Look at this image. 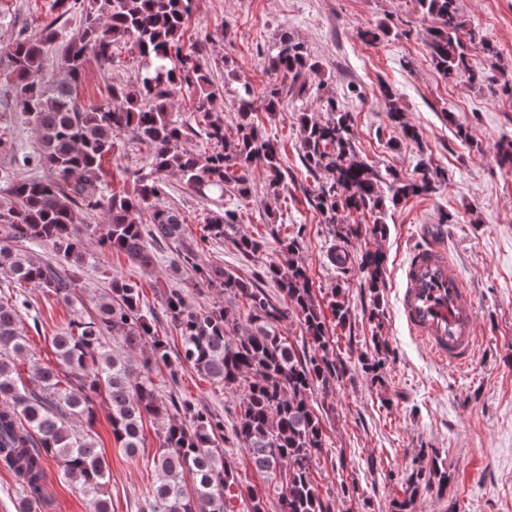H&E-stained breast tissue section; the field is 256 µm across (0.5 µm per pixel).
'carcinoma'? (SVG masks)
Here are the masks:
<instances>
[{"mask_svg":"<svg viewBox=\"0 0 512 512\" xmlns=\"http://www.w3.org/2000/svg\"><path fill=\"white\" fill-rule=\"evenodd\" d=\"M459 0H418L435 26L428 30L431 61L446 79L466 75L472 82L484 75L469 64L468 51L481 45L493 60L497 46L467 28ZM192 0H87L78 2L82 30L61 44L64 76L43 73L45 46L57 41L55 23L41 37H17L0 49L6 76L15 89L16 105L28 115L40 139V151L21 157L23 166L47 170L42 177L20 178L12 168L0 169V274L15 288L31 286L68 305L78 299V276L88 255L86 237L94 227L83 214L102 209L107 215L101 244L143 267L153 264L149 245H174V263L197 284L215 290L222 299L210 307L188 305L181 288L161 285V300L170 324L179 332L182 349L173 358L168 338L152 324L153 312L143 305L140 285L109 277L108 292L96 303L95 314L77 313L65 331L52 337L54 364H43L31 351L22 311L26 299L0 297V467L10 472L21 492L19 512H37L47 495L50 465L75 484L92 512H110L104 486L108 463L90 426L100 406L109 411L112 437L132 458L144 447V423L158 424L159 449L153 457L158 478L144 493L141 512H228V499L238 484L233 460L226 457L224 419L188 401L164 400L154 387V368L169 369L178 384V366L189 364L199 374L238 395L232 433L256 470L279 474L278 512H331L313 478V465L326 447V434L310 396L329 394L346 374L337 341L330 336L324 308L316 297L306 266L298 260L301 231L282 239L276 225L282 262L264 266L255 280L243 279L222 267L200 266L197 250L183 241L185 219L161 204L164 176L178 174L203 198L234 189L242 198L252 193L250 176L256 167L266 174V190L277 196L284 187L280 146L254 119L255 94L244 81L235 94L234 126L215 111L220 89L201 60L182 53L186 16ZM125 40L139 56L130 83L112 86L109 99L92 105L79 101V84L89 56L112 64V46ZM276 83L264 92L267 111L282 97H302L305 76L319 65L288 32L280 35L271 60ZM186 86L201 91L197 120L191 125L174 115L172 99ZM390 120L402 138L415 140L416 129L405 121L395 97L382 90ZM326 118L300 119L301 162L315 179L311 203L324 217L333 238L342 243L384 235L387 204L432 192L447 173L424 165L419 177L385 178L356 150L352 116L336 97L321 99ZM209 145L198 154L182 146L188 132ZM128 132L149 147L150 171L134 178L133 192L108 194L103 164L115 151L117 136ZM369 213L373 224H346L340 213ZM203 238L227 240L246 258L265 252L266 241L239 232L235 212L217 210L204 224ZM48 242L58 263L39 262L21 248L23 243ZM330 260L343 274L358 272L371 298L370 321L379 328L385 317V258L366 248L359 257L331 249ZM270 281L276 300L263 288ZM336 326L351 329L346 286L330 288L327 304ZM296 313L305 346L288 343L280 324ZM115 338L121 348L115 349ZM363 368L373 386L385 384L383 368L389 349L378 334ZM149 349L133 364L130 352ZM29 361L21 375L20 360ZM450 475L443 465L416 469L404 480V499L395 512H414L422 490L448 489Z\"/></svg>","mask_w":512,"mask_h":512,"instance_id":"obj_1","label":"carcinoma"}]
</instances>
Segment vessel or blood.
I'll return each mask as SVG.
<instances>
[{
    "label": "vessel or blood",
    "mask_w": 512,
    "mask_h": 512,
    "mask_svg": "<svg viewBox=\"0 0 512 512\" xmlns=\"http://www.w3.org/2000/svg\"><path fill=\"white\" fill-rule=\"evenodd\" d=\"M407 328L436 359L468 367L477 349L471 291L440 240L414 250L402 266Z\"/></svg>",
    "instance_id": "b4317fda"
}]
</instances>
